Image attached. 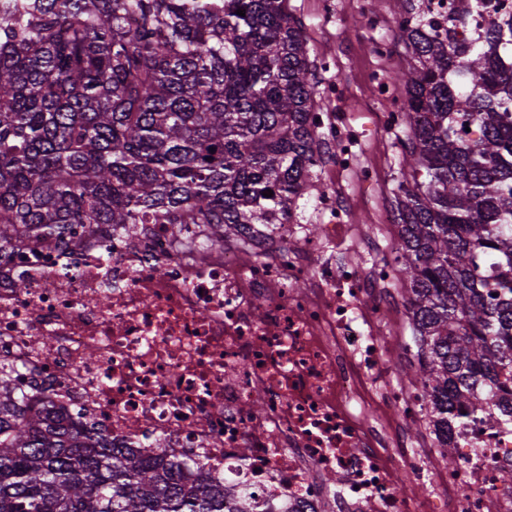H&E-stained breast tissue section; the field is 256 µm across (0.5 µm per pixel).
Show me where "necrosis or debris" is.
<instances>
[{
    "instance_id": "necrosis-or-debris-1",
    "label": "necrosis or debris",
    "mask_w": 512,
    "mask_h": 512,
    "mask_svg": "<svg viewBox=\"0 0 512 512\" xmlns=\"http://www.w3.org/2000/svg\"><path fill=\"white\" fill-rule=\"evenodd\" d=\"M317 210L323 241L273 226L290 242L284 261L226 249L207 224L136 225L133 252L100 228L66 247L18 242L0 260V361L15 366L18 391L46 390L113 446L159 448L222 475L250 512H512L499 479L512 427L478 421L452 432L461 466L449 481L467 492L396 495L398 479L427 476L432 463L382 409L413 422L423 402L397 384L377 342L385 279L327 254L349 229L335 193ZM318 251L316 285L299 291Z\"/></svg>"
}]
</instances>
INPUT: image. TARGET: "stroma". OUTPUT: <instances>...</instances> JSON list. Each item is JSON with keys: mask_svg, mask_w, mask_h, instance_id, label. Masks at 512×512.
Masks as SVG:
<instances>
[{"mask_svg": "<svg viewBox=\"0 0 512 512\" xmlns=\"http://www.w3.org/2000/svg\"><path fill=\"white\" fill-rule=\"evenodd\" d=\"M323 0H290L294 14L305 24L310 38V56L315 61L329 60V70H317L319 82H336L340 91L327 102L337 121L348 131L352 140L355 164L348 169L327 172L319 168L322 187L335 190L349 212L352 227L347 237L349 254H361L363 270H370L372 260L364 256L363 230L373 228L381 234L392 235L391 188L397 172L394 134L380 127L375 115L385 110L389 102L374 97L370 77L381 78L404 67L407 59L400 47L394 45V0H382L373 10L374 26L360 22V0H334L332 12L322 10ZM385 34L390 45L386 52L374 48L378 34ZM386 320L382 325L380 341L385 347V362L395 373L402 387H409V378L416 362L409 348L411 330L401 288H392L386 295ZM407 434L419 443L424 455L434 464L433 483H403L407 496H424L430 491L447 493L448 464L438 452L436 440L427 422L419 421L407 427Z\"/></svg>", "mask_w": 512, "mask_h": 512, "instance_id": "35a3bbf8", "label": "stroma"}]
</instances>
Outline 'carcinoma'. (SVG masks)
Listing matches in <instances>:
<instances>
[{
	"mask_svg": "<svg viewBox=\"0 0 512 512\" xmlns=\"http://www.w3.org/2000/svg\"><path fill=\"white\" fill-rule=\"evenodd\" d=\"M408 67L393 261L437 448L512 426V12L471 42L396 0ZM243 10V15L236 14ZM289 0H7L0 5V259L103 224H212L259 246L321 191L325 111ZM272 190L266 197L263 192ZM221 476L114 448L15 393L0 362V512H226Z\"/></svg>",
	"mask_w": 512,
	"mask_h": 512,
	"instance_id": "obj_1",
	"label": "carcinoma"
}]
</instances>
